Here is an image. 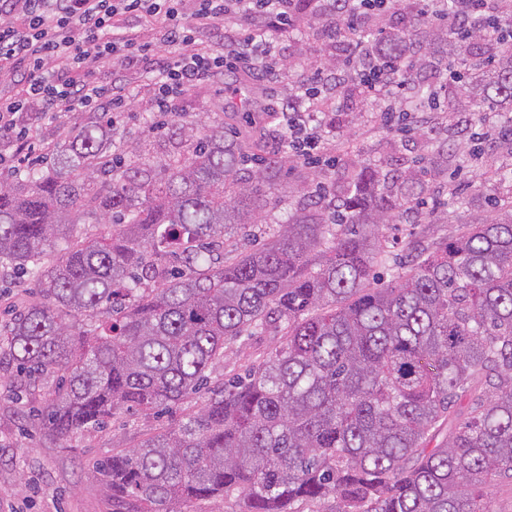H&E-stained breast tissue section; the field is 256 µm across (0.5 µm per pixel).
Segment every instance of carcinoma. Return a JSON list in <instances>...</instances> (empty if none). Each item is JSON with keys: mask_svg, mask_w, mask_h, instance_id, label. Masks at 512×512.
I'll return each instance as SVG.
<instances>
[{"mask_svg": "<svg viewBox=\"0 0 512 512\" xmlns=\"http://www.w3.org/2000/svg\"><path fill=\"white\" fill-rule=\"evenodd\" d=\"M297 0L311 24L339 25ZM392 0L351 34L402 63L404 112L444 108L448 72L469 91L479 55L497 59L477 107L512 112V41L467 39L455 19ZM452 59L421 82L416 47ZM112 118L79 124L46 169L0 179V267L37 278L8 329L29 383L61 371L43 416L53 438L120 410L149 415L207 384L224 348L284 324L285 341L202 406L92 463L116 512H182L222 496L236 512H490L484 488L512 479V200L489 222L417 249L390 283L373 230L410 213L427 171L347 163L338 204L293 213L257 248L224 239L261 223L281 190L241 175L245 141L224 124L182 125V150L150 166L112 152ZM74 224H103L83 241ZM453 415L455 431L435 443Z\"/></svg>", "mask_w": 512, "mask_h": 512, "instance_id": "1", "label": "carcinoma"}]
</instances>
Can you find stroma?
I'll return each instance as SVG.
<instances>
[{"mask_svg": "<svg viewBox=\"0 0 512 512\" xmlns=\"http://www.w3.org/2000/svg\"><path fill=\"white\" fill-rule=\"evenodd\" d=\"M328 52L321 31L300 20L281 45L283 77L275 84H261L260 102L286 97L301 77V63L319 64ZM150 82L145 67L129 72L132 98L114 143L120 150L129 143H139L142 155L153 160L179 151L183 122L220 120L222 112L237 102L226 82H203L181 97L165 129L156 131L152 128L155 118L145 109L152 92ZM472 115L473 108L464 98L456 112L431 113V134L397 135L382 127L378 113L362 94L338 95L323 109L325 121L333 127L326 153L334 157V165L314 166L300 161L271 170L272 180L284 190L281 202L268 207L265 223L252 226L250 233L231 236L227 249L241 251L249 248L253 239H265L273 225L284 222L289 212L302 206L305 193L313 190L316 181L339 179L349 156L383 169L411 164L431 167L443 162L448 165L447 174L430 179L423 194L424 200H441L447 223L427 224L412 218L384 227L383 245L394 260H404L405 244L424 246L452 234L460 225L484 222L496 214L499 200L512 197V143L492 139L483 143L479 156H471L467 120ZM97 118V113L66 107L48 113L34 131L41 156L55 155L75 124ZM444 140L451 144L452 151L443 161L438 156V145ZM36 297L33 281L13 276L7 269L0 271V328H6L15 314ZM281 340L280 330L271 327L226 347L224 361L211 373L209 386L219 385L227 375L244 372ZM59 378L55 372L43 375L33 386L17 381L0 383V512H112V501L93 478L90 463L111 455L113 449L133 447L203 400L202 395H193L158 418L121 411L103 427L83 429L52 442L44 436L35 412L43 408Z\"/></svg>", "mask_w": 512, "mask_h": 512, "instance_id": "1", "label": "stroma"}]
</instances>
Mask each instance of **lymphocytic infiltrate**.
Wrapping results in <instances>:
<instances>
[{"mask_svg": "<svg viewBox=\"0 0 512 512\" xmlns=\"http://www.w3.org/2000/svg\"><path fill=\"white\" fill-rule=\"evenodd\" d=\"M296 0H0V73L20 86L14 97H0V170L19 173L31 150L30 132L44 114L61 106L89 112H124L129 101L127 70L154 56L149 111L171 112L197 84L243 68L255 81L270 79V60L293 30ZM155 32L144 43L140 28ZM224 33L221 47H203L204 30ZM357 75L373 76L370 97L386 126H393L394 96L405 89L398 69L358 50ZM108 70L112 81L99 83ZM311 71L293 98L271 106L278 148L306 160L317 158L327 130L317 115L297 101L320 84Z\"/></svg>", "mask_w": 512, "mask_h": 512, "instance_id": "lymphocytic-infiltrate-1", "label": "lymphocytic infiltrate"}]
</instances>
